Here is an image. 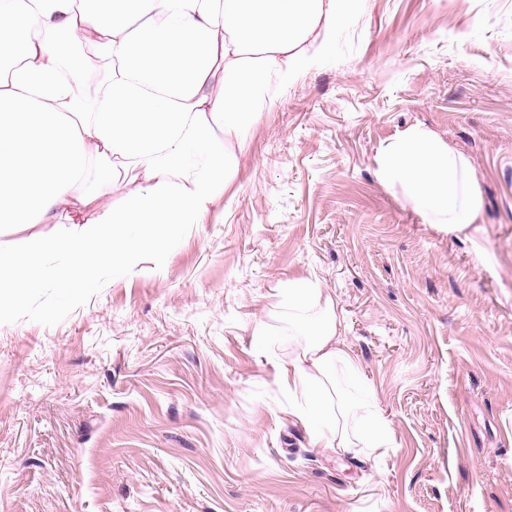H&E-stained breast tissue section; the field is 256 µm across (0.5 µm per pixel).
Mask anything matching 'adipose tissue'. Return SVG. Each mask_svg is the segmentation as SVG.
Wrapping results in <instances>:
<instances>
[{
  "label": "adipose tissue",
  "mask_w": 512,
  "mask_h": 512,
  "mask_svg": "<svg viewBox=\"0 0 512 512\" xmlns=\"http://www.w3.org/2000/svg\"><path fill=\"white\" fill-rule=\"evenodd\" d=\"M360 0H0V224L75 233L30 237L0 252V317L18 295L53 280L93 287L101 268L123 276L146 252L175 247L207 223L240 165L245 139L307 69L329 56ZM111 75L92 92L102 63ZM100 159L98 188L85 184ZM137 186L100 199L117 174ZM375 176L420 223L460 232L477 223L468 160L420 125L381 146ZM66 256L45 269L38 258ZM277 297L294 345L280 382L302 400L291 414L315 443L374 455L390 443L376 395L344 338V320L316 281Z\"/></svg>",
  "instance_id": "adipose-tissue-1"
}]
</instances>
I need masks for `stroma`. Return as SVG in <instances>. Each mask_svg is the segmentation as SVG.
Instances as JSON below:
<instances>
[{
    "instance_id": "obj_1",
    "label": "stroma",
    "mask_w": 512,
    "mask_h": 512,
    "mask_svg": "<svg viewBox=\"0 0 512 512\" xmlns=\"http://www.w3.org/2000/svg\"><path fill=\"white\" fill-rule=\"evenodd\" d=\"M415 125L470 163L463 232L374 175ZM298 278L344 319L390 426L376 456L288 413L276 290ZM0 512H512V0H363L207 223L122 279L22 294L0 324Z\"/></svg>"
}]
</instances>
